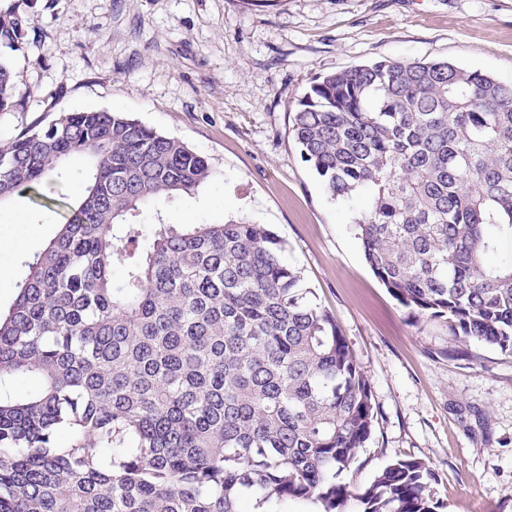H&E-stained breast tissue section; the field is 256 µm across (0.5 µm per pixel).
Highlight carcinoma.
<instances>
[{"mask_svg": "<svg viewBox=\"0 0 512 512\" xmlns=\"http://www.w3.org/2000/svg\"><path fill=\"white\" fill-rule=\"evenodd\" d=\"M23 38L0 11V47ZM16 82L0 61V112ZM289 130L332 197L366 198L358 236L389 293L512 353V86L386 59L318 77ZM77 154L76 202L0 312V512H444L418 459L339 481L374 394L270 227L163 221L212 179L205 157L121 112L62 113L0 140V203ZM145 211L158 223L129 222Z\"/></svg>", "mask_w": 512, "mask_h": 512, "instance_id": "1", "label": "carcinoma"}]
</instances>
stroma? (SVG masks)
<instances>
[{
	"mask_svg": "<svg viewBox=\"0 0 512 512\" xmlns=\"http://www.w3.org/2000/svg\"><path fill=\"white\" fill-rule=\"evenodd\" d=\"M25 21L0 139L86 109L126 113L176 137L217 173L165 209L181 224L244 216L285 244L371 384V438L341 476L368 486L396 459L434 474L445 512H512V353L417 318L363 256L362 197L334 198L305 163L289 112L317 77L385 59L445 60L512 85V0H0ZM22 212L39 224L17 223ZM62 210L0 205V309Z\"/></svg>",
	"mask_w": 512,
	"mask_h": 512,
	"instance_id": "obj_1",
	"label": "stroma"
}]
</instances>
